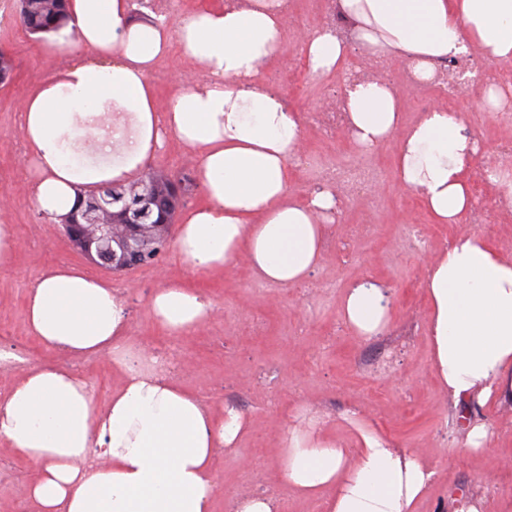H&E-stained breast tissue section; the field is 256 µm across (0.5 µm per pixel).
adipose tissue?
Returning a JSON list of instances; mask_svg holds the SVG:
<instances>
[{
	"mask_svg": "<svg viewBox=\"0 0 512 512\" xmlns=\"http://www.w3.org/2000/svg\"><path fill=\"white\" fill-rule=\"evenodd\" d=\"M347 25L304 36L309 72L322 76L351 44L369 55L405 57L419 81L434 61L468 47L512 59V0H334ZM131 0H68V23L43 52L70 59L26 94L18 115L30 172V200L46 223H63L78 195L126 184L176 138L189 151L206 196L181 218L176 256L193 270L219 272L246 259L262 281L303 283L320 262L339 202L323 190L297 197L290 165L301 148L302 117L284 111L259 78L281 49L280 0L204 9L169 20H135ZM197 62L202 80L158 106L152 73L172 49ZM350 136L377 147L400 124L398 98L374 80L347 92ZM457 113L425 112L404 137L397 173L439 224L473 206L468 170L477 153ZM432 368L452 400L512 405V254L463 233L428 267ZM173 336H190L214 314L197 290L168 284L149 302ZM342 320L361 338L391 320L384 286L346 288ZM28 329L71 356L110 353L122 379L105 408L73 368L29 370L0 400V438L38 464L32 512H212L216 449L236 447L249 421L214 412L172 378L140 368L123 345L126 323L111 283L73 267L43 271L29 290ZM356 449L318 428L289 424L279 479L299 496H325L327 512H415L435 472L415 451L393 447L366 422Z\"/></svg>",
	"mask_w": 512,
	"mask_h": 512,
	"instance_id": "obj_1",
	"label": "adipose tissue"
}]
</instances>
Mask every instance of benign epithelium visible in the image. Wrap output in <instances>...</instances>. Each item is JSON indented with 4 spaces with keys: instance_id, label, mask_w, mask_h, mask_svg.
<instances>
[{
    "instance_id": "1",
    "label": "benign epithelium",
    "mask_w": 512,
    "mask_h": 512,
    "mask_svg": "<svg viewBox=\"0 0 512 512\" xmlns=\"http://www.w3.org/2000/svg\"><path fill=\"white\" fill-rule=\"evenodd\" d=\"M143 192L138 195L137 208L131 213L117 215L114 220H103L105 209L91 201L88 205L89 223L79 232L67 236L70 244L78 249L88 261L101 269L111 272H124L137 267L132 258L142 253L151 239V229L164 228L170 232L172 218L164 224L148 222L152 213L153 197L150 185L139 183Z\"/></svg>"
}]
</instances>
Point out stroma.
<instances>
[{
  "label": "stroma",
  "instance_id": "1",
  "mask_svg": "<svg viewBox=\"0 0 512 512\" xmlns=\"http://www.w3.org/2000/svg\"><path fill=\"white\" fill-rule=\"evenodd\" d=\"M327 0H296L285 22L277 60L260 72L279 96L289 97L303 113L330 105L344 91L347 68L361 66L362 50L350 52L347 67L316 77L306 69L298 48L303 36L320 27ZM41 41L19 21L0 27V50L14 62L13 77L0 83V199L7 208L0 218L12 224L16 250L11 267L0 268V352L10 356L0 366V399L26 371L42 366L74 367L94 387L98 404H106L118 378L111 356L73 357L42 345L31 336L25 304L31 283L49 265L87 267V260L69 243L58 224L41 223L29 198V173L17 113L28 88L69 59L67 52H41ZM407 60L393 57L385 80L400 101L404 125L414 124L446 98L433 89L403 83ZM180 52L158 62L153 75L158 98L167 101L184 81L201 79ZM463 132L479 144L472 173L494 153L497 144L512 140V119L495 118L481 98L461 100ZM399 139L391 137L369 151L358 149L346 133L325 138L304 123L301 149L311 165L297 166L292 188L306 194L326 188L312 178L313 168L346 163L381 167L385 180L366 200L349 198L344 186L323 260L306 282L283 288L258 280L246 263L220 276L195 272L178 263L171 252L156 262L126 272L103 274L122 294L127 339L132 350L174 348L180 353L174 378L203 395L215 408L235 407L251 422L237 448L217 450L212 480L213 512H229L242 495L275 492L280 512H326L324 498L305 499L278 479L279 442L287 429L286 410L298 404L311 408L320 425L342 446L358 440L353 416L368 420L397 448L423 455L436 472L416 512H453L463 493L483 498L488 512L512 504V412L488 411L469 400L453 401L441 390L431 368L426 331L427 306L422 282L429 262L458 234L474 232L506 253L512 252V211H500L491 223H434L418 196L401 184L396 171ZM150 170L187 177L184 208L203 200L195 170L183 147L169 141L148 164ZM387 287L392 321L379 336L364 340L339 316L346 288L362 278ZM180 281L210 297L217 313L191 336H169L148 311L152 294L166 283ZM480 419L494 430L490 451L460 455L458 448L469 421ZM38 476L36 465L0 439V512H30L28 492Z\"/></svg>",
  "mask_w": 512,
  "mask_h": 512
}]
</instances>
